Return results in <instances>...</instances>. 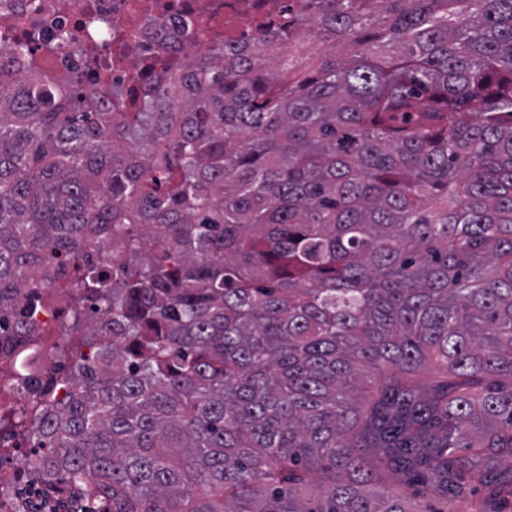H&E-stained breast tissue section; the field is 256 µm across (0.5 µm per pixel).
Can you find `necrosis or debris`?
<instances>
[{"mask_svg":"<svg viewBox=\"0 0 512 512\" xmlns=\"http://www.w3.org/2000/svg\"><path fill=\"white\" fill-rule=\"evenodd\" d=\"M301 0H0V48L27 42L25 71L46 84L78 83L91 105L135 111L156 82L223 43H247L287 22ZM67 289L39 291L30 371L65 381L56 317Z\"/></svg>","mask_w":512,"mask_h":512,"instance_id":"4bbe7bcc","label":"necrosis or debris"}]
</instances>
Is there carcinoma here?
<instances>
[{
    "instance_id": "cac0c4a2",
    "label": "carcinoma",
    "mask_w": 512,
    "mask_h": 512,
    "mask_svg": "<svg viewBox=\"0 0 512 512\" xmlns=\"http://www.w3.org/2000/svg\"><path fill=\"white\" fill-rule=\"evenodd\" d=\"M92 111L0 50V436L62 512H429L512 497V0H303ZM111 249L112 271L72 263ZM58 315L66 394L28 373ZM71 288H55L54 284L39 290V309L33 314L34 336H30L33 352L29 355L31 374L39 381L56 378L64 385L69 377V366L58 358L60 336L56 332V316L65 308ZM65 387L57 396L65 393ZM415 491L417 495L420 497L421 500H423L425 503L428 504V506L436 511H442V512H464L460 511L464 509V504L466 499L462 498H452L448 496V500H442L437 497H434L428 488L426 486H422L421 484H418L415 486ZM448 510H454V511H448Z\"/></svg>"
}]
</instances>
